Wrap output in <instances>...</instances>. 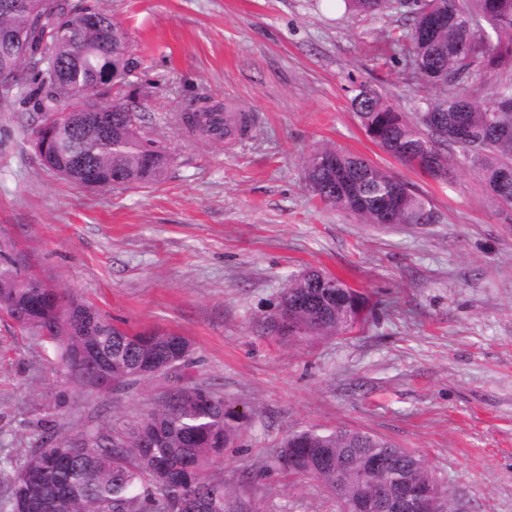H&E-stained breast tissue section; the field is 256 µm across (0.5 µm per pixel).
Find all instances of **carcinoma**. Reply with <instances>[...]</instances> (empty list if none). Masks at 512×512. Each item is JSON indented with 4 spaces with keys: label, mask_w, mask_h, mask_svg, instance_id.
<instances>
[{
    "label": "carcinoma",
    "mask_w": 512,
    "mask_h": 512,
    "mask_svg": "<svg viewBox=\"0 0 512 512\" xmlns=\"http://www.w3.org/2000/svg\"><path fill=\"white\" fill-rule=\"evenodd\" d=\"M28 10H0V29L26 32L29 56L18 58L0 39V73L40 116L33 146L42 164L60 178L85 186L95 170L120 186L161 182L172 155L163 142L145 139L143 112L112 101V89L130 83L138 62L127 33L98 3L27 0ZM365 14L409 9L410 26L392 51L441 93L423 101L411 118L372 85L353 80L350 104L363 132L397 151L395 158L430 167L446 179L464 164L502 208L512 207V0H343ZM71 30L61 41L55 31ZM112 71L114 80L102 79ZM226 104L203 96L193 109L166 120L197 141L224 142ZM442 117L447 135L435 133L436 150L421 146L420 115ZM312 194L362 224L390 215L396 224H428L429 201L368 160L324 145L304 161ZM278 308L288 317L279 328L264 317L261 337L311 342L351 332L365 316V297L341 278L310 269L288 280ZM0 313L56 348L75 383L111 391L161 372H175L190 355L189 341L168 330L129 332L112 317L33 273L27 256L10 239L0 240ZM247 416L227 397L202 385L178 386L121 438L106 430L68 436L41 424V446L11 477L0 512H263L212 465L236 446ZM390 464L373 469L372 458ZM273 464L310 476L335 496L339 512H352L360 495L382 489L416 488L433 481L424 460L368 432L302 429L273 449Z\"/></svg>",
    "instance_id": "cac0c4a2"
}]
</instances>
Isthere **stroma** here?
Masks as SVG:
<instances>
[{"mask_svg":"<svg viewBox=\"0 0 512 512\" xmlns=\"http://www.w3.org/2000/svg\"><path fill=\"white\" fill-rule=\"evenodd\" d=\"M129 35L146 136L174 156L149 187L91 191L39 162L31 114L0 98V237L48 283L135 331L185 336L193 363L110 393L78 386L55 350L0 314V457L21 465L38 420L68 435L129 432L176 386L200 384L247 412L225 481L280 512H336L320 484L272 465L302 428L369 432L420 455L452 512H512V209L478 176L435 180L384 152L350 105L370 83L405 115L426 96L403 65H381L398 13L327 10L322 0H100ZM257 115L233 147L190 141L166 113L200 95ZM329 144L425 195L428 224H361L312 196L304 159ZM336 275L364 293L352 333L306 344L255 335L290 277Z\"/></svg>","mask_w":512,"mask_h":512,"instance_id":"stroma-1","label":"stroma"}]
</instances>
